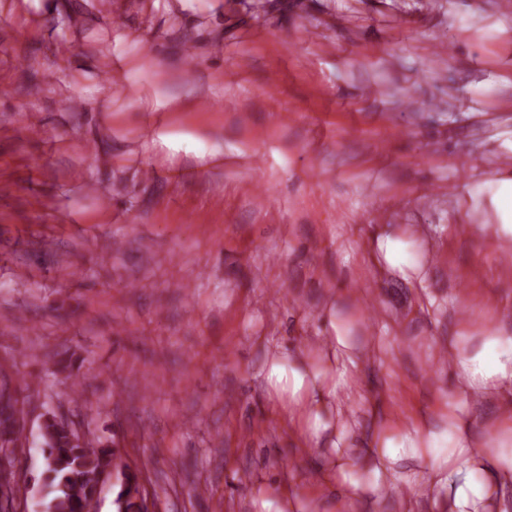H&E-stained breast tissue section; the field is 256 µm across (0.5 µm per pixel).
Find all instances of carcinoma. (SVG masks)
Instances as JSON below:
<instances>
[{"label":"carcinoma","mask_w":512,"mask_h":512,"mask_svg":"<svg viewBox=\"0 0 512 512\" xmlns=\"http://www.w3.org/2000/svg\"><path fill=\"white\" fill-rule=\"evenodd\" d=\"M19 401L0 388V500L6 501L14 492L17 449L27 442ZM41 443L44 446L41 482L47 499L46 512H84L86 504L98 494L102 473L111 460L120 457L119 450L97 440L82 439L75 431L51 419L43 426ZM115 469L124 471L114 499L116 509L141 512L142 472L123 462Z\"/></svg>","instance_id":"cac0c4a2"}]
</instances>
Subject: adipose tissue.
<instances>
[{"label":"adipose tissue","instance_id":"obj_1","mask_svg":"<svg viewBox=\"0 0 512 512\" xmlns=\"http://www.w3.org/2000/svg\"><path fill=\"white\" fill-rule=\"evenodd\" d=\"M448 352L459 391L482 397L512 394V336H491L476 351L460 341L449 347ZM366 356V349L350 337L336 336L328 350L327 365L332 375L317 381L307 380L301 371L286 370L278 361H270L265 379L276 393L287 394L288 419L310 444L330 443L318 410L339 399L349 386L351 370L356 368L358 359ZM482 426V420L474 415L462 420L452 406L446 417L422 421L408 430L402 440L406 448H447L448 473L457 479L448 500V512H467L471 503L488 501L493 496L492 486L473 477V466L484 455L483 449L474 444L473 433Z\"/></svg>","mask_w":512,"mask_h":512}]
</instances>
